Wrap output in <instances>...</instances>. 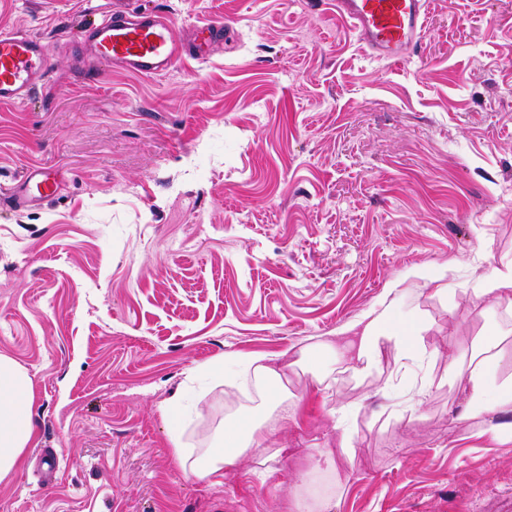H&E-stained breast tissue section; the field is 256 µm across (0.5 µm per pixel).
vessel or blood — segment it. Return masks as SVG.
Wrapping results in <instances>:
<instances>
[{
	"label": "vessel or blood",
	"instance_id": "1",
	"mask_svg": "<svg viewBox=\"0 0 512 512\" xmlns=\"http://www.w3.org/2000/svg\"><path fill=\"white\" fill-rule=\"evenodd\" d=\"M344 18L369 53L391 63L412 58L421 42L429 0H335ZM187 43L163 11L127 14L114 0L82 35L79 62L86 70L100 65L145 76L162 75L183 58ZM50 52L40 37L19 31L0 32V102H21L44 83ZM59 188L54 172H29L22 184L0 194V205L18 207L54 196Z\"/></svg>",
	"mask_w": 512,
	"mask_h": 512
}]
</instances>
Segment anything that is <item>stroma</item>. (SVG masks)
Here are the masks:
<instances>
[{"mask_svg": "<svg viewBox=\"0 0 512 512\" xmlns=\"http://www.w3.org/2000/svg\"><path fill=\"white\" fill-rule=\"evenodd\" d=\"M124 2L221 22L224 42L160 76L82 78L66 45L112 0H0V31L51 56L44 87L0 104V189L33 167L62 182L0 208V354L33 381L36 432L0 512H512V415L460 420L466 384L448 374L485 347L512 375V311L475 298L470 264L512 257V0H429L402 64L326 0ZM414 266L453 284L444 301L401 287L404 316L433 324L423 365L386 343L368 372L318 349ZM281 352L295 413L273 472L245 455L221 484L186 477L172 430L204 448L225 417L263 413L225 354ZM197 366L216 377L189 382ZM185 393L191 415H159Z\"/></svg>", "mask_w": 512, "mask_h": 512, "instance_id": "1", "label": "stroma"}]
</instances>
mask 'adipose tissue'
Instances as JSON below:
<instances>
[{"label":"adipose tissue","instance_id":"1","mask_svg":"<svg viewBox=\"0 0 512 512\" xmlns=\"http://www.w3.org/2000/svg\"><path fill=\"white\" fill-rule=\"evenodd\" d=\"M483 260L479 252L472 258L474 267L481 270L473 287L474 294L505 302L511 310L512 257L502 258L488 267L484 266ZM409 280L431 284L434 294L441 298L447 297L451 288L447 274H434L422 267L408 268L387 288L386 299L322 338L320 347L330 352L339 346L354 351L357 363L369 369L375 363L378 342L384 339L393 344L403 364L422 362L425 350L421 340L430 330V323L423 318L405 323L394 314V299L400 293L401 284ZM286 367L285 356L281 353L272 357L230 353L224 357L225 375L242 380L252 377L271 385V392L262 398L267 406H282L289 398L288 389L282 382ZM448 372L467 381L469 399L462 412L463 418L512 412V380L498 379L496 357H484L468 367L453 360L448 364ZM33 398L32 379L26 369L11 357L0 355V480L20 466L26 448L35 438ZM276 430V422L269 414L258 421L228 417L224 420L217 447L206 448L203 453L189 448L180 431L171 432L169 440L174 459L186 475L218 484L224 477L225 465L233 463L243 453H250L262 467L274 462L279 453L272 450L270 438Z\"/></svg>","mask_w":512,"mask_h":512}]
</instances>
